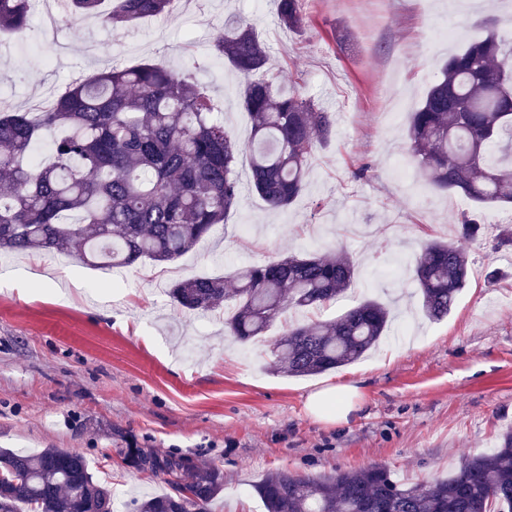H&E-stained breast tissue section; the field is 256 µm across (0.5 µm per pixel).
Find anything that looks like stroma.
I'll return each instance as SVG.
<instances>
[{
	"label": "stroma",
	"instance_id": "stroma-1",
	"mask_svg": "<svg viewBox=\"0 0 512 512\" xmlns=\"http://www.w3.org/2000/svg\"><path fill=\"white\" fill-rule=\"evenodd\" d=\"M51 0H35L23 38L0 35V107L30 109L77 79L116 64L182 69L197 80L240 142L250 138L242 79L214 49L230 16L251 22L271 74L331 112L306 188L284 211L251 189L249 158L237 171L240 198L210 238L173 263L149 261L123 275L67 254L0 256V448L35 453L73 448L117 502L160 493V476L127 465L129 448L188 457L224 471L218 512H264L255 485L269 472L330 473L380 465L413 485L451 473L465 454L494 447L512 426V207L475 204L401 178L408 113L441 63L482 39L485 23L512 43V0H304L305 24L280 25L274 0H189L186 10L120 33L100 19L47 30ZM371 163L366 178L352 171ZM486 237L460 235L461 215ZM463 248L471 278L448 316L430 320L412 268L428 241ZM344 251L358 275L335 303L289 311L246 347L224 334V312L187 313L168 296L179 278L231 275L267 260ZM496 282H488L489 271ZM367 296L390 305L388 336L366 357L306 377L274 374V345L292 321L336 318ZM355 384L361 405L346 423L313 419L310 392Z\"/></svg>",
	"mask_w": 512,
	"mask_h": 512
}]
</instances>
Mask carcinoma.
<instances>
[{
    "label": "carcinoma",
    "mask_w": 512,
    "mask_h": 512,
    "mask_svg": "<svg viewBox=\"0 0 512 512\" xmlns=\"http://www.w3.org/2000/svg\"><path fill=\"white\" fill-rule=\"evenodd\" d=\"M102 0H65L66 18L96 15ZM175 0H115L107 17L118 32L173 10ZM32 0H0V31L18 33ZM280 24L304 25L301 0H277ZM216 52L240 73L242 105L252 133L251 186L277 210L303 192L311 160L331 135L329 113L279 77L257 79L268 53L253 26L224 20ZM512 47L490 30L448 58L407 129L422 178L479 205L512 204ZM43 148L47 160L29 161ZM242 147L210 98L189 74L142 63L109 68L74 82L41 112L0 110V250L70 251L94 267L167 263L204 240L235 206L236 163ZM462 237L484 227L461 217ZM470 264L459 247L426 244L414 264L422 307L433 320L448 315L467 287ZM357 276L354 260L308 253L221 276L173 282L172 302L189 312L220 307L227 335L247 343L288 311L324 307ZM390 329L389 312L364 299L335 320L290 324L274 347V370L286 376L322 374L348 365ZM125 460L163 477L168 490L137 500V512H213L224 470L183 456L130 448ZM255 491L266 512H512V428L489 453L462 458L444 479L404 487L382 466L300 475L267 474ZM0 512H115L112 489L94 479L86 457L67 448L23 454L0 450Z\"/></svg>",
    "instance_id": "cac0c4a2"
}]
</instances>
